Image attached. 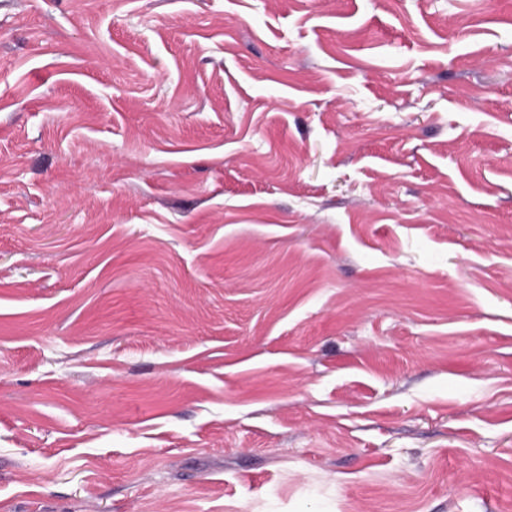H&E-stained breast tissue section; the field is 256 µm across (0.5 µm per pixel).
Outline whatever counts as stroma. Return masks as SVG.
Returning <instances> with one entry per match:
<instances>
[{
    "mask_svg": "<svg viewBox=\"0 0 512 512\" xmlns=\"http://www.w3.org/2000/svg\"><path fill=\"white\" fill-rule=\"evenodd\" d=\"M0 512H512V0H0Z\"/></svg>",
    "mask_w": 512,
    "mask_h": 512,
    "instance_id": "1",
    "label": "stroma"
}]
</instances>
